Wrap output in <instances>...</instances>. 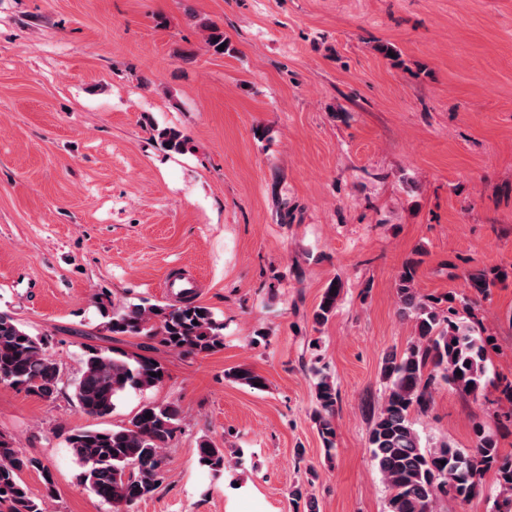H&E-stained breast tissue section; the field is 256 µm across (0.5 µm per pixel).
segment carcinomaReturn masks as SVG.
I'll return each mask as SVG.
<instances>
[{"label":"carcinoma","mask_w":512,"mask_h":512,"mask_svg":"<svg viewBox=\"0 0 512 512\" xmlns=\"http://www.w3.org/2000/svg\"><path fill=\"white\" fill-rule=\"evenodd\" d=\"M206 45L215 54L230 51L224 31L212 20H199ZM155 141L167 152L181 153L186 138L174 128L156 130ZM417 260L405 264L397 281L400 314L414 323V336L402 352L391 351L382 361L380 378L387 395L373 415L368 442L372 459L388 491V512H436L441 498L465 501L483 489V476L495 470L500 491L492 512H512V455H503L494 434L478 426L474 447L463 450L441 441L422 445L413 415L427 413L440 382L458 392L478 396L487 388L489 338L481 335L471 312L472 299L449 295L446 305L421 295L416 288ZM509 274L489 276L469 271L464 279L474 295L488 297ZM339 284L331 282L313 312V323H325L336 309ZM106 321L103 329L114 335L144 336L184 355L210 354L224 345V324L205 306L191 301L169 306L147 299L117 310L99 300ZM143 346L128 353L110 346L83 345V367L74 385V397L87 414L105 418L116 399L128 389L146 390L162 384L165 368ZM316 377L312 419L326 451L335 449L334 417L339 393L329 375L313 367ZM462 375H456V372ZM156 376H151V373ZM235 382L262 391L264 378L246 367L227 373ZM60 367L48 353L47 340L26 330L7 312L0 311V385L25 390L45 400L59 392ZM151 417H145V414ZM181 411L173 403H148L118 429H78L68 444L81 468L80 482L97 498L116 508L132 507L151 497L160 486L166 463L165 449L180 430ZM445 464H440V461ZM199 464L216 476L224 474V449L204 442ZM39 462L13 448L0 436V512H46L45 499L53 496L54 482L45 475L46 494L35 496L22 479Z\"/></svg>","instance_id":"carcinoma-1"}]
</instances>
